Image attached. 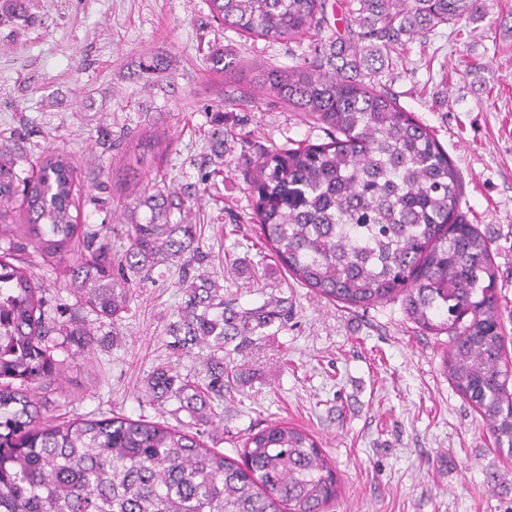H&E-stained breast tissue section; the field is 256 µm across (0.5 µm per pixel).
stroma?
<instances>
[{
  "label": "stroma",
  "instance_id": "stroma-1",
  "mask_svg": "<svg viewBox=\"0 0 512 512\" xmlns=\"http://www.w3.org/2000/svg\"><path fill=\"white\" fill-rule=\"evenodd\" d=\"M341 3L328 0L318 37L273 41L224 28L206 0H27L25 13L0 20V138L25 135L33 160L69 152L80 221L112 225L116 254L127 239L113 209L129 183L195 188L206 271L225 300L240 308L285 300L287 319L230 353L224 421L205 435L207 447L236 456L249 434L284 421L310 430L333 460L342 495L330 512H512V457L495 449L449 383L447 335L417 329L397 300L347 309L316 297L274 264L248 221L246 157L326 134L272 96L238 106L224 96L248 88L258 67L311 59L317 41L343 31ZM483 5L482 18L407 43L403 68L379 80L455 164L461 208L490 236L512 304V0ZM217 48L241 60L235 78L212 69ZM156 51L164 71L140 78ZM218 128L219 155L211 149ZM153 137L169 149L142 160ZM184 288L178 266L158 267L118 325L95 324L94 355L72 369L62 411L176 424L146 386L172 359L167 327Z\"/></svg>",
  "mask_w": 512,
  "mask_h": 512
}]
</instances>
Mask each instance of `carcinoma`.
Instances as JSON below:
<instances>
[{
  "label": "carcinoma",
  "instance_id": "carcinoma-1",
  "mask_svg": "<svg viewBox=\"0 0 512 512\" xmlns=\"http://www.w3.org/2000/svg\"><path fill=\"white\" fill-rule=\"evenodd\" d=\"M238 33L288 41L318 33L326 0H207ZM479 0H343L345 31L312 60L266 66L259 91L326 126L328 141L273 146L246 163L251 216L274 261L320 297L366 309L400 300L424 332L448 334L444 359L456 392L479 414L495 448L512 454V364L505 348L499 271L491 240L460 207L458 171L435 135L383 89L360 80L403 64L399 45L477 12ZM210 62L234 72L222 50ZM0 142V512H326L340 494L331 458L308 430L272 422L234 459L201 439L223 421L224 349L251 343L288 316L282 301L236 310L201 273L170 324L176 359L207 348L197 374L152 372V400L174 401L187 426L113 415L65 419L50 395L68 359L90 355L81 311L112 324L132 290L166 264H202L198 197L135 184L124 206L128 246L113 257L112 226L78 223L69 154L29 166ZM145 207L149 216L140 219ZM80 260L60 265L74 250ZM57 271L78 305L52 304L33 257ZM67 353L60 358L59 353Z\"/></svg>",
  "mask_w": 512,
  "mask_h": 512
}]
</instances>
